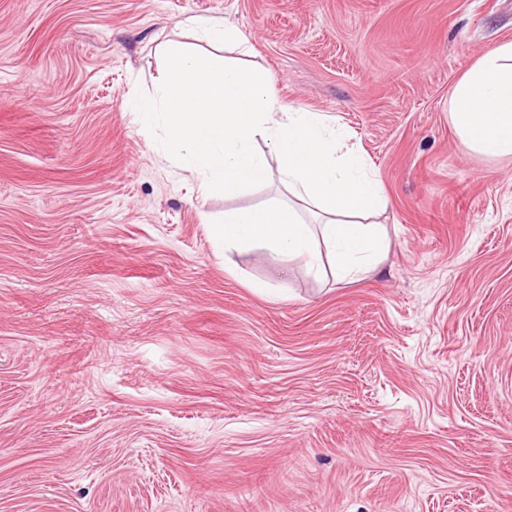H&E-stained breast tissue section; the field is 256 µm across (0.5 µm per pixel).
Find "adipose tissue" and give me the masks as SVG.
I'll use <instances>...</instances> for the list:
<instances>
[{"label":"adipose tissue","mask_w":512,"mask_h":512,"mask_svg":"<svg viewBox=\"0 0 512 512\" xmlns=\"http://www.w3.org/2000/svg\"><path fill=\"white\" fill-rule=\"evenodd\" d=\"M189 26L211 49L176 39L161 45L162 75L154 100L139 106L143 123L163 119L170 146L203 191L230 199L276 179L288 195L271 206L225 209L211 236L225 252L259 247L318 278L329 269L340 280L369 274L387 250L379 219L390 201L367 160L321 113L285 110L270 74L218 62L213 48L237 41L235 30L204 19ZM448 115L464 150L512 159V42L459 79Z\"/></svg>","instance_id":"ef3b65f1"}]
</instances>
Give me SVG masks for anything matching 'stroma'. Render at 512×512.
<instances>
[{
	"label": "stroma",
	"instance_id": "stroma-1",
	"mask_svg": "<svg viewBox=\"0 0 512 512\" xmlns=\"http://www.w3.org/2000/svg\"><path fill=\"white\" fill-rule=\"evenodd\" d=\"M191 17L370 159L376 272L213 240L281 194L142 125ZM505 42L512 0H0V512H512V164L448 119ZM188 25L213 47L223 48L226 44L236 42L239 39L235 30L224 27V24L220 22L193 19L189 20Z\"/></svg>",
	"mask_w": 512,
	"mask_h": 512
}]
</instances>
